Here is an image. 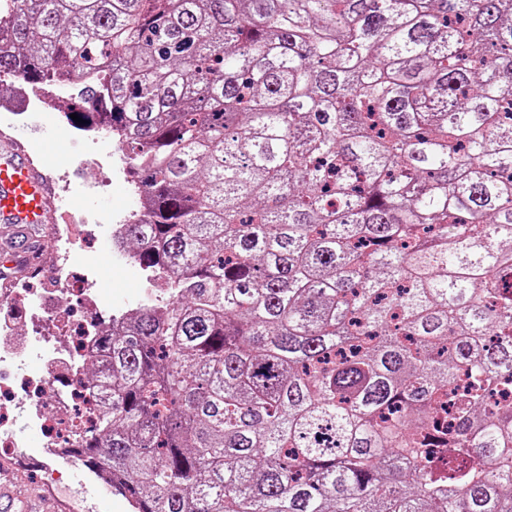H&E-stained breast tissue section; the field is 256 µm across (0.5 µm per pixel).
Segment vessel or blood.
Segmentation results:
<instances>
[{"mask_svg":"<svg viewBox=\"0 0 512 512\" xmlns=\"http://www.w3.org/2000/svg\"><path fill=\"white\" fill-rule=\"evenodd\" d=\"M57 204L49 178L15 137L0 138V223L38 228L53 223ZM0 512H62L58 499L32 497L16 487L11 469L0 468Z\"/></svg>","mask_w":512,"mask_h":512,"instance_id":"obj_1","label":"vessel or blood"}]
</instances>
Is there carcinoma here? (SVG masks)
I'll return each instance as SVG.
<instances>
[{"label": "carcinoma", "instance_id": "carcinoma-1", "mask_svg": "<svg viewBox=\"0 0 512 512\" xmlns=\"http://www.w3.org/2000/svg\"><path fill=\"white\" fill-rule=\"evenodd\" d=\"M85 79L163 302L69 449L134 512H512V0H0Z\"/></svg>", "mask_w": 512, "mask_h": 512}]
</instances>
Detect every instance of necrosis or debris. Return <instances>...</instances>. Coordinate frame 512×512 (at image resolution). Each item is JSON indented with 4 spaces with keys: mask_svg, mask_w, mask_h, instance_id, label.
<instances>
[{
    "mask_svg": "<svg viewBox=\"0 0 512 512\" xmlns=\"http://www.w3.org/2000/svg\"><path fill=\"white\" fill-rule=\"evenodd\" d=\"M8 80L11 96L0 101L1 131L11 132L43 112L55 113L57 121H65L66 114L58 106L75 99L73 80L32 84L18 73L9 74ZM143 212L142 198L137 195L122 220L105 217L103 233L110 242V262L123 265L130 260L124 227L139 222ZM56 242L52 287L13 288L0 295V366L32 355L37 358L36 365L21 376L0 373V456L18 448L16 425L20 422L39 434L40 447L53 457L61 456L94 425L104 398L100 392L81 387L82 368L100 357L99 334L121 329L128 318L127 313L107 311L96 289V270L85 274L73 271L79 242L62 229ZM75 301L84 308L86 318L73 333L67 322ZM22 319L32 325L26 341L18 334Z\"/></svg>",
    "mask_w": 512,
    "mask_h": 512,
    "instance_id": "obj_1",
    "label": "necrosis or debris"
}]
</instances>
